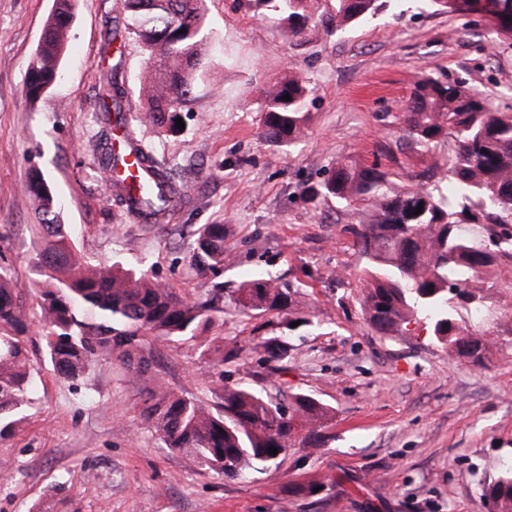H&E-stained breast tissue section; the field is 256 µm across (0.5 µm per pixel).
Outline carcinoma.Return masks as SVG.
<instances>
[{"label":"carcinoma","mask_w":512,"mask_h":512,"mask_svg":"<svg viewBox=\"0 0 512 512\" xmlns=\"http://www.w3.org/2000/svg\"><path fill=\"white\" fill-rule=\"evenodd\" d=\"M270 7V16L287 23L285 36L302 35L311 18L314 0H255ZM428 7L451 12L479 13L512 31V0H426ZM127 30L143 45L160 83L147 90L148 107L142 116L122 110L126 89L117 69L99 75L103 95L96 113L100 134L95 143L98 165L119 175L125 153L116 147L115 131L124 134L126 148L140 160L132 182L115 192L132 218L159 223L182 196L169 169L155 156L151 141L136 128H177V109L193 99L195 72L203 55L201 32L204 0H125ZM381 10L379 0H323L321 22L331 30L359 23ZM73 0H54L25 95L31 102L42 88L56 82L67 50L58 35L69 29ZM311 88L296 78L278 80L260 97L259 135L289 146L305 135V105ZM290 99H285V96ZM405 131L416 144L431 149L443 135L455 138L446 160L429 156L423 171L427 182L388 194V172L375 162L369 166L337 159L321 182L305 188L317 204L334 198L366 206L362 223L352 227L366 259L361 282V313L376 332H398L421 316L437 341L449 345L460 358L470 345L483 346L481 337L459 325L458 303L478 306L485 276L503 255L512 257V233H497L490 225H505L512 217V113L498 112L490 101L463 82H442L428 75L415 85L403 112ZM42 215L39 249L30 273L41 288L35 326L58 376L79 382L112 351L130 360L150 336L193 339L209 320L214 297L188 300L172 288L121 267L97 268L76 259L65 225L59 223L57 201L44 177L29 184ZM422 213L415 214L417 208ZM479 226L488 241L477 240L466 228ZM198 271L224 266V225L207 224L195 233L190 255ZM238 297L251 301L249 310H288L290 290L259 273L247 275ZM29 324L24 320L10 268L0 266V439L10 437L36 382L28 365ZM221 403L210 408L197 401L155 397L145 408L165 446L191 457L197 465L226 479H238L279 459L305 432L302 441L313 448L328 439L331 408L308 394L291 396L286 412L262 393L247 386L226 387ZM278 449L270 454V448ZM482 495L497 512H512V465L495 481L482 485Z\"/></svg>","instance_id":"carcinoma-1"}]
</instances>
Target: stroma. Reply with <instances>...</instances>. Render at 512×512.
I'll return each mask as SVG.
<instances>
[{
	"label": "stroma",
	"instance_id": "stroma-1",
	"mask_svg": "<svg viewBox=\"0 0 512 512\" xmlns=\"http://www.w3.org/2000/svg\"><path fill=\"white\" fill-rule=\"evenodd\" d=\"M204 8L205 57L184 129H138L183 189L163 223L144 224L117 205L94 150L99 74L112 62L128 90L124 111L146 108L148 66L125 29L124 0H75L62 79L33 103L27 71L53 0H0V258L12 263L24 317L39 302L29 273L36 172L60 198L83 260L144 270L190 298L224 286L196 339L141 346L143 371L115 356L74 386L31 336L36 401L0 440V512H496L481 485L512 465V258L489 272L479 310L457 309L460 324L489 336L481 362L452 355L421 323L383 335L363 319L355 286L365 258L350 229L361 205L316 206L302 189L340 156L381 163L394 190L419 183L424 151L402 121L415 83L462 81L512 112V35L421 0H388L333 33L313 19L294 40L254 0ZM288 76L313 92L305 138L282 148L258 135V99ZM205 224L223 225L226 254L207 275L189 254ZM254 271L290 287L289 314L238 311L237 289ZM273 337L286 345L282 359L263 347ZM225 385L319 399L335 412L329 440L293 443L278 464L227 480L172 453L143 414L153 395L212 405ZM313 479L318 495L291 493Z\"/></svg>",
	"mask_w": 512,
	"mask_h": 512
}]
</instances>
